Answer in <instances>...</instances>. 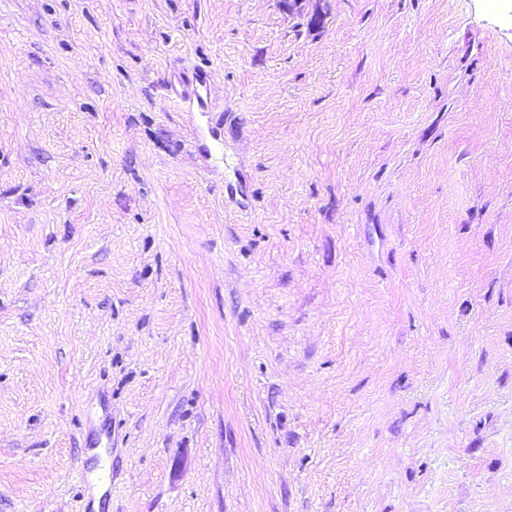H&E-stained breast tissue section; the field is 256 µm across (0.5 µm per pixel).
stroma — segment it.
<instances>
[{"label": "stroma", "instance_id": "1", "mask_svg": "<svg viewBox=\"0 0 512 512\" xmlns=\"http://www.w3.org/2000/svg\"><path fill=\"white\" fill-rule=\"evenodd\" d=\"M0 512H512V0H0ZM216 70L201 69L195 73L191 82V89L183 95L182 99L185 103L184 112H189L193 119V113L197 112L198 116H204L208 107V96L211 81L214 79Z\"/></svg>", "mask_w": 512, "mask_h": 512}]
</instances>
